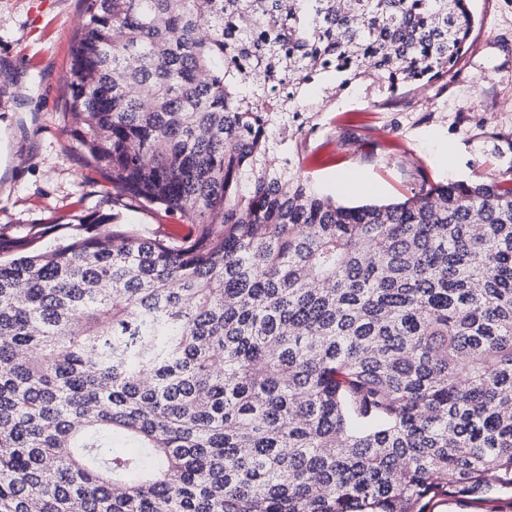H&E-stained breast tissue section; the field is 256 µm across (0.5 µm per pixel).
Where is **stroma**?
I'll return each instance as SVG.
<instances>
[{
  "mask_svg": "<svg viewBox=\"0 0 512 512\" xmlns=\"http://www.w3.org/2000/svg\"><path fill=\"white\" fill-rule=\"evenodd\" d=\"M473 32L460 75L388 103L371 81L352 83L314 113L304 176L341 203L391 202L417 184L469 180L512 167V0H470ZM87 17L82 0H0V244L49 246L63 225L118 213L147 238L197 234L176 211L112 202L67 119L64 75ZM360 144H346L348 134ZM429 512H512L493 496L434 498Z\"/></svg>",
  "mask_w": 512,
  "mask_h": 512,
  "instance_id": "35a3bbf8",
  "label": "stroma"
}]
</instances>
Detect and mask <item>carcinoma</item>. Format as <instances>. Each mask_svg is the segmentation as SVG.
I'll return each mask as SVG.
<instances>
[{"label":"carcinoma","instance_id":"1","mask_svg":"<svg viewBox=\"0 0 512 512\" xmlns=\"http://www.w3.org/2000/svg\"><path fill=\"white\" fill-rule=\"evenodd\" d=\"M468 2L84 0L74 135L198 233L69 224L0 262V512L512 491V169L356 206L300 169L336 90L448 86Z\"/></svg>","mask_w":512,"mask_h":512}]
</instances>
